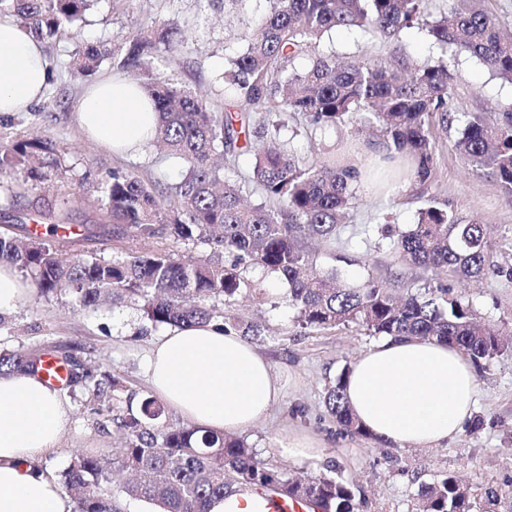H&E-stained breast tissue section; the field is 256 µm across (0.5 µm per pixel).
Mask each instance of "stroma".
I'll list each match as a JSON object with an SVG mask.
<instances>
[{
    "instance_id": "stroma-1",
    "label": "stroma",
    "mask_w": 512,
    "mask_h": 512,
    "mask_svg": "<svg viewBox=\"0 0 512 512\" xmlns=\"http://www.w3.org/2000/svg\"><path fill=\"white\" fill-rule=\"evenodd\" d=\"M270 8L269 0H250L247 11L226 7L224 0H98L83 21L62 28L42 44L52 74L44 99L25 112L0 115V145L38 138L48 146L45 164L36 175L17 180L0 178V231L15 233L18 224L42 213L67 209L73 236H51L63 252L109 260L125 253H150L171 248L164 238L130 237L113 240L100 225L102 180L120 167L152 184L166 207L177 199L170 188L181 178V166L147 147L134 157L111 153L81 132L75 105L93 79L112 75L104 60L94 77L80 75L74 54L80 46L118 44L131 34L150 29L153 22L176 23L184 41L161 64L186 87L207 94L215 107L240 112V104L225 102L219 77L224 65L246 43L243 30ZM330 45L339 52L404 59L410 65L437 62L441 51L421 29L396 40H367L358 33L334 30ZM457 79L454 103L460 112H490L512 101V85L494 79L475 59L460 56L454 63ZM269 121L285 123L286 136L303 161L334 156L357 166L368 164L367 145L376 141L372 126L344 125L320 130L291 113L273 112ZM435 177L428 195L449 202L459 220L487 225L501 273L480 278L452 279L453 294L472 300L482 316L503 330L512 329V197L494 177L474 172L456 153L452 131L434 134ZM416 187L402 183L390 190L359 186L357 200L339 236L332 242L309 241L316 269H338L351 283L374 279L396 293L425 287L429 271L403 265L387 247L382 215L394 227L415 223L421 202ZM270 291L267 304L255 305L247 296L236 298L226 312L232 318L259 325L251 343L271 364L280 393L268 417L242 432L266 462L288 476L303 477L342 468L352 480L361 512H416L422 485L448 475L458 477L473 495L493 486L499 498L492 512H512V352L477 364L479 385L475 413L482 423L437 448L401 449L361 437L338 434L325 404V388L342 370L353 365L375 337L352 325L325 332L301 329L282 301L286 290L276 274L255 270ZM165 332L148 322L133 299L95 310L80 307L67 292L48 297L29 295L0 317V351L44 348L73 356L86 367L118 378L115 388L99 397L80 385L65 387L70 424L53 451L38 465L52 479H60L72 457L97 452L115 458L121 446L117 421L139 408L154 391L146 378L150 344ZM308 435L322 441L316 458L280 455L281 441Z\"/></svg>"
}]
</instances>
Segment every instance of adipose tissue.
Returning a JSON list of instances; mask_svg holds the SVG:
<instances>
[{"mask_svg":"<svg viewBox=\"0 0 512 512\" xmlns=\"http://www.w3.org/2000/svg\"><path fill=\"white\" fill-rule=\"evenodd\" d=\"M50 78L40 43L0 17V112H23ZM83 131L121 155L150 142L159 115L133 83L109 77L77 107ZM147 376L170 407L195 426L240 432L265 418L279 396L268 361L242 337L215 324L175 328L154 343ZM472 363L459 349L421 339H389L364 352L347 377L345 398L365 429L401 448L458 437L477 396ZM64 394L41 379L0 376V512H72L58 483L35 466L69 425Z\"/></svg>","mask_w":512,"mask_h":512,"instance_id":"ef3b65f1","label":"adipose tissue"}]
</instances>
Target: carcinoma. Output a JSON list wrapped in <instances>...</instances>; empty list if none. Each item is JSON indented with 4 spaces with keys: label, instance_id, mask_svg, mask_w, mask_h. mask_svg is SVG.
<instances>
[{
    "label": "carcinoma",
    "instance_id": "1",
    "mask_svg": "<svg viewBox=\"0 0 512 512\" xmlns=\"http://www.w3.org/2000/svg\"><path fill=\"white\" fill-rule=\"evenodd\" d=\"M94 0H0L8 13L39 33L55 35L82 19ZM428 0H271L268 13L245 33L246 49L224 68V97L255 112L284 110L310 126L324 129L379 123L382 141L406 161V176L428 184L434 173L432 128L458 121L454 147L477 172H489L512 196V102L497 112H467L456 119L455 70L450 61L467 55L490 75L512 84V39L502 36L497 17L477 0H446L437 13L426 14ZM416 26L431 38L448 61L411 69L403 60L325 54V35L337 28L397 38ZM181 31L154 22L153 36L132 35L117 47L88 45L77 62L95 71L104 59L127 73L148 94L159 112L153 139L166 155L180 161L182 178L173 187L178 205L164 207L153 188L134 173L115 168L103 183L104 220L112 233L184 244H204V257L179 260L169 252L128 255L102 261L67 257L42 236L20 225L24 237L0 236V263L13 265L30 278L36 294L48 296L68 287L82 307H97L105 297H135L153 326L181 327L217 323L243 336L259 327L242 326L217 302L242 293L263 305L269 294L250 279L261 267L287 284L283 302L295 310L303 329L356 324L374 337L415 336L446 342L470 359L490 360L512 349V341L482 322L472 302L442 284L447 277H478L501 272L484 225L460 222L450 204L431 197L418 209L417 222L389 237L397 258L431 272L434 286L397 295L373 280L340 283L336 270L311 274L313 260L304 239L331 240L344 223L361 182L357 166L334 162L301 163L281 144L255 154L250 175L238 170L241 131L233 118L217 112L190 89L156 67L157 52L171 53ZM309 56L304 71L294 61ZM47 146L29 139L0 147V171L8 176L34 172ZM262 197L246 204L250 193ZM50 351L0 353V375H39ZM63 362L70 382L99 396L111 377H97L73 357ZM344 370L325 394L327 413L351 437L372 438L344 398ZM163 409L146 398L137 413L119 424L124 448L121 468L135 481L112 489V465L96 454H76L62 486L76 495V512H122L121 499L144 501L154 512H207L214 499H228L243 488H267L288 498L312 500L320 512H359L354 484L331 470L294 480L269 466L245 441L194 426H170ZM498 500L488 488L481 500L456 477L425 486L419 512H490Z\"/></svg>",
    "mask_w": 512,
    "mask_h": 512
}]
</instances>
